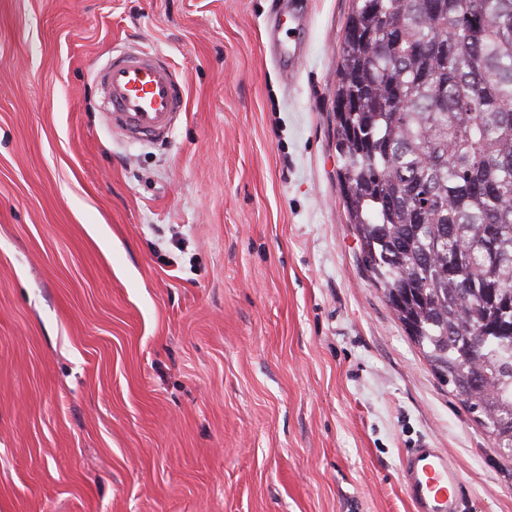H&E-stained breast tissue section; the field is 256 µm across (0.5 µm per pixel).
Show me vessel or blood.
<instances>
[{
  "mask_svg": "<svg viewBox=\"0 0 512 512\" xmlns=\"http://www.w3.org/2000/svg\"><path fill=\"white\" fill-rule=\"evenodd\" d=\"M301 55L299 42L278 46L283 71L294 72ZM97 79L112 128L132 142L168 139L185 101L182 86L162 54L136 46L123 48ZM400 481L414 512H468L469 492L458 467L430 440L406 450Z\"/></svg>",
  "mask_w": 512,
  "mask_h": 512,
  "instance_id": "obj_1",
  "label": "vessel or blood"
}]
</instances>
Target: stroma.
<instances>
[{"label":"stroma","mask_w":512,"mask_h":512,"mask_svg":"<svg viewBox=\"0 0 512 512\" xmlns=\"http://www.w3.org/2000/svg\"><path fill=\"white\" fill-rule=\"evenodd\" d=\"M349 11L0 0V512H412L425 437L471 512H512V457L359 265L333 121ZM126 43L184 84L166 142L101 110ZM302 55L301 43L293 42L279 43L277 60L283 71L293 73Z\"/></svg>","instance_id":"1"}]
</instances>
